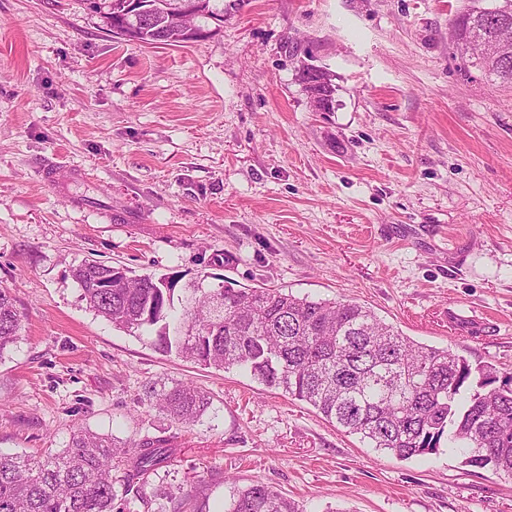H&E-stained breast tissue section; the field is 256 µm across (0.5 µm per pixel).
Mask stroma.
<instances>
[{"mask_svg": "<svg viewBox=\"0 0 512 512\" xmlns=\"http://www.w3.org/2000/svg\"><path fill=\"white\" fill-rule=\"evenodd\" d=\"M462 0H237L186 47L113 38L88 0H0V452L78 429L168 440L121 512H224L262 483L304 512H512V479L456 449L403 460L237 370L115 329L86 261L134 275L355 301L411 339L512 374V90L453 55ZM333 75L313 111L304 60ZM52 162L44 177V162ZM212 405L181 426L151 389ZM22 320L8 288H0V357L19 339Z\"/></svg>", "mask_w": 512, "mask_h": 512, "instance_id": "1", "label": "stroma"}]
</instances>
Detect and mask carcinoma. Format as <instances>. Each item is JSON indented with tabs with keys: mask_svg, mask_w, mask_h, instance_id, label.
Here are the masks:
<instances>
[{
	"mask_svg": "<svg viewBox=\"0 0 512 512\" xmlns=\"http://www.w3.org/2000/svg\"><path fill=\"white\" fill-rule=\"evenodd\" d=\"M120 0H98L94 11L112 21V33L137 28L135 38L170 46L192 38L174 20L178 0H144L152 23L136 25L119 14ZM199 21H224V0H197ZM497 0H466L451 27V41L464 68L512 88V55L489 64L463 53L470 44L488 52L500 22L512 27V12L497 15ZM315 108L336 106L333 74L319 76ZM112 265L82 263L72 271L81 300L116 329L151 331L158 351L205 367H238L265 386L307 402L324 419L372 447L408 460L435 454L448 443L465 464L489 467L512 478V376L489 366L477 369L450 349L417 343L358 303L315 301L280 288H216L179 277L151 274L108 279ZM22 320L7 288H0V357L19 339ZM159 409L179 424H191L211 405L209 394L176 383L151 392ZM126 462L132 488L169 458L166 441L128 448L110 438L76 431L67 448L43 460L0 454V512H114L117 498L112 461ZM225 512H304L273 487L236 489Z\"/></svg>",
	"mask_w": 512,
	"mask_h": 512,
	"instance_id": "obj_1",
	"label": "carcinoma"
}]
</instances>
